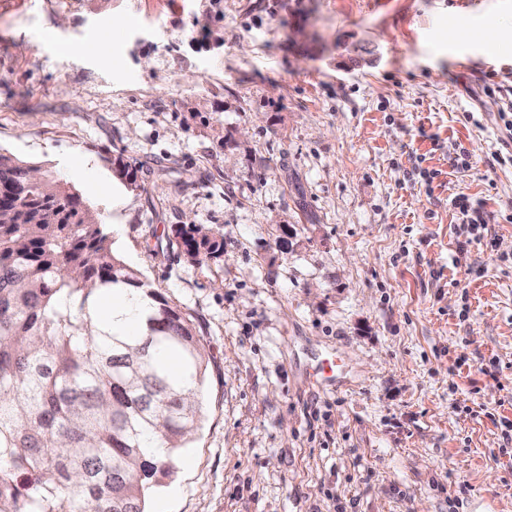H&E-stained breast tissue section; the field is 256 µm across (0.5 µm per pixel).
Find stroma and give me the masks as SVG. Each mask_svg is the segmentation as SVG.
<instances>
[{
  "instance_id": "stroma-1",
  "label": "stroma",
  "mask_w": 512,
  "mask_h": 512,
  "mask_svg": "<svg viewBox=\"0 0 512 512\" xmlns=\"http://www.w3.org/2000/svg\"><path fill=\"white\" fill-rule=\"evenodd\" d=\"M509 24L512 0H0V150L98 209L205 351L149 512H512ZM460 194L488 222L464 252ZM182 224L223 257L156 250Z\"/></svg>"
}]
</instances>
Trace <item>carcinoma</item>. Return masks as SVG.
Segmentation results:
<instances>
[{"label": "carcinoma", "mask_w": 512, "mask_h": 512, "mask_svg": "<svg viewBox=\"0 0 512 512\" xmlns=\"http://www.w3.org/2000/svg\"><path fill=\"white\" fill-rule=\"evenodd\" d=\"M175 239L199 262L224 254L196 224ZM116 287L151 299L132 305L137 333L93 318L94 292ZM206 369L192 321L113 251L98 213L0 152V512H146L199 428Z\"/></svg>", "instance_id": "cac0c4a2"}]
</instances>
